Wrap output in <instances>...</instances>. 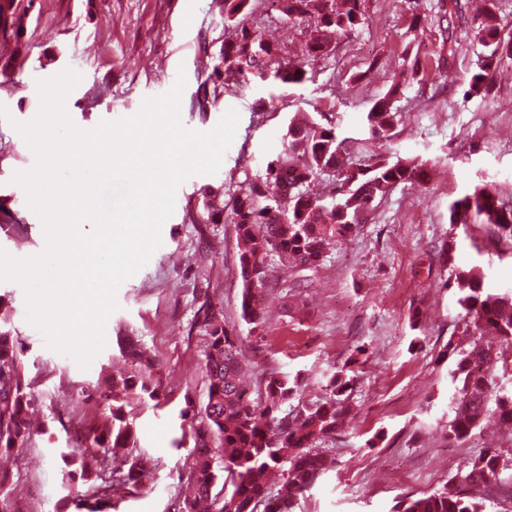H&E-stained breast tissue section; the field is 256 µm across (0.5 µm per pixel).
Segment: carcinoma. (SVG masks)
Wrapping results in <instances>:
<instances>
[{"label": "carcinoma", "mask_w": 512, "mask_h": 512, "mask_svg": "<svg viewBox=\"0 0 512 512\" xmlns=\"http://www.w3.org/2000/svg\"><path fill=\"white\" fill-rule=\"evenodd\" d=\"M255 0H225L224 23L235 31L232 40L220 45L210 57L211 68L199 86L203 98L208 91L224 89V75L257 72L276 55L277 46L265 41L238 20L253 11ZM281 11L291 22L313 25L306 45V61L324 58L335 49L329 39L347 37L366 20L363 0H279ZM497 0H484V20L462 11L457 0L449 21L471 22L474 39L485 48L468 77L469 97L489 94L491 74L503 59H512V29L493 22ZM16 0H0V36L18 37ZM400 82L393 81L386 94L374 102L367 114L372 134L390 137L397 113L393 98ZM286 145L270 160L265 173L233 197L230 222L242 243L237 269L241 279V312L257 331L265 314L253 304V296L272 283L271 261L291 263L301 270L320 266L327 246L337 238L356 235L378 198L394 187L410 183L424 173L414 160L383 157L368 165L345 163V140L336 128L306 118L288 122ZM338 182L337 196L327 201L310 190L322 175ZM494 225L502 239L512 240V206L499 200L488 183L454 200L449 207L452 224L470 226L471 220ZM485 274L478 266L452 269L450 287L457 288L459 321L469 336L460 346L448 340L444 350L451 360L448 385L454 391L453 418L449 437L464 442L480 428L490 413L512 428V394L495 389L488 371L512 347V291L484 288ZM190 330L204 340L206 400L196 406L185 397L180 411L182 441L190 445L178 479L192 489L176 498L174 512H293L297 502L329 471L331 460L317 445L345 424L353 412L351 396L356 385L352 357L341 369L326 377L324 394L289 409L301 396L299 376L271 372L263 391L254 398L241 383L247 361L241 337L224 325L221 301L203 295L194 312ZM123 351L149 369L152 359L139 341L127 339ZM17 332L7 319H0V453L23 447L31 436L29 412L36 402L34 381L26 378ZM123 387L148 394L156 402L161 392L144 376L122 378ZM134 420L124 404L109 407L104 422L89 428L69 444L64 458L79 454L94 457L97 470L81 475L82 490L77 509L81 512H111L112 500L142 488L159 469L160 462L146 453L114 455L117 448L134 447ZM13 476L0 471V512H26L11 494ZM443 485L418 498L398 502L395 512H488L506 483L512 485V453L485 448L457 469Z\"/></svg>", "instance_id": "1"}]
</instances>
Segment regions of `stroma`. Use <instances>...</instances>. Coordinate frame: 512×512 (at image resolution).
<instances>
[{
	"mask_svg": "<svg viewBox=\"0 0 512 512\" xmlns=\"http://www.w3.org/2000/svg\"><path fill=\"white\" fill-rule=\"evenodd\" d=\"M449 0H365V23L337 40L332 53L311 65L310 81L289 85L254 75L228 76L218 99L196 106L207 76L208 53L224 37L222 0H17L24 31L0 42V59L20 68L0 74V206L17 212L16 224L0 223V249L25 258L45 246L43 227L23 188L12 181L35 158L14 122L39 110L37 83L66 68L82 75L66 108L82 129L115 113H137L145 98L171 88L185 70L180 115L186 128L209 131L228 110L240 120L217 173L196 175L177 190L162 244L149 262L118 289L119 310L106 324V345L88 369L46 344L26 320L24 291L0 282V299L24 348L25 372L38 382L35 431L27 447L5 459L14 476L12 494L30 512H77L81 481L64 486L68 466L60 448L75 432L94 426L108 411L88 387L130 372L124 337H140L154 359L150 382L167 402L129 396L135 444L161 466L140 493L115 499L112 512H168L177 493L178 468L188 454L181 437L185 397L205 400L203 341L189 328L198 298L211 293L224 304V319L242 339L249 365L246 384L255 391L272 372L301 373L310 396L342 367L356 347V415L349 427L323 443L335 463L295 512H392L398 501L448 482L460 464L496 446L512 451V431L488 418L465 443L448 435L453 391L448 386L447 341L465 343L457 331L460 307L451 274L439 252L449 247L459 267L481 266L485 287H512V243L490 225L450 224L449 204L483 182L512 203V63L496 70L489 98H466L465 79L484 53L467 29L447 38L437 19ZM426 15L423 28L413 13ZM247 26L280 49L271 70L300 64L307 24H294L269 6L247 17ZM418 53L407 59L408 49ZM404 83L391 140L373 138L366 115L392 80ZM328 120L347 138L353 161L400 156L424 163L427 182L403 184L377 202L367 224L337 239L316 271L275 266L274 283L258 295L266 322L252 331L241 317L237 240L230 222L202 224L214 200H230L248 178L263 174L283 149L294 112ZM420 324L412 326V309ZM424 344L411 348L415 337Z\"/></svg>",
	"mask_w": 512,
	"mask_h": 512,
	"instance_id": "obj_1",
	"label": "stroma"
}]
</instances>
